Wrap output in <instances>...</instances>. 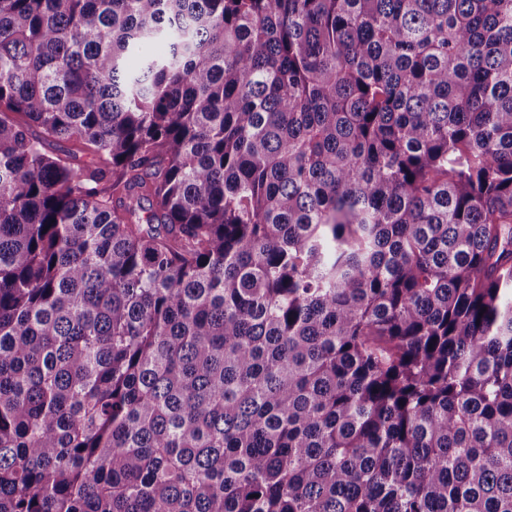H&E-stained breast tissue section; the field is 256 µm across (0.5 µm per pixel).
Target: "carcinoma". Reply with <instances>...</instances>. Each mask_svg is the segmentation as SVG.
I'll use <instances>...</instances> for the list:
<instances>
[{"mask_svg":"<svg viewBox=\"0 0 512 512\" xmlns=\"http://www.w3.org/2000/svg\"><path fill=\"white\" fill-rule=\"evenodd\" d=\"M0 512H512V0H0Z\"/></svg>","mask_w":512,"mask_h":512,"instance_id":"obj_1","label":"carcinoma"}]
</instances>
